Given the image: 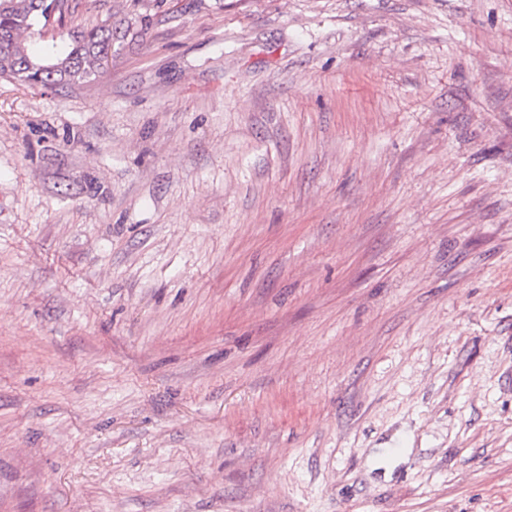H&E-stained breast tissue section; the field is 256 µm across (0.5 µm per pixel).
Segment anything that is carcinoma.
<instances>
[{
    "mask_svg": "<svg viewBox=\"0 0 512 512\" xmlns=\"http://www.w3.org/2000/svg\"><path fill=\"white\" fill-rule=\"evenodd\" d=\"M67 0H0V76L29 87L53 88L96 79L112 56V24L68 34L36 55L30 39L62 24Z\"/></svg>",
    "mask_w": 512,
    "mask_h": 512,
    "instance_id": "obj_1",
    "label": "carcinoma"
}]
</instances>
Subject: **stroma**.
<instances>
[{"instance_id":"1","label":"stroma","mask_w":512,"mask_h":512,"mask_svg":"<svg viewBox=\"0 0 512 512\" xmlns=\"http://www.w3.org/2000/svg\"><path fill=\"white\" fill-rule=\"evenodd\" d=\"M0 77V512H512V0H70ZM67 1L0 0L1 77L47 89L89 82L103 72V60L112 59V23L73 31L42 54L33 53L28 39L41 36L51 22L62 25ZM45 3L47 8L53 6L49 17L45 15Z\"/></svg>"}]
</instances>
